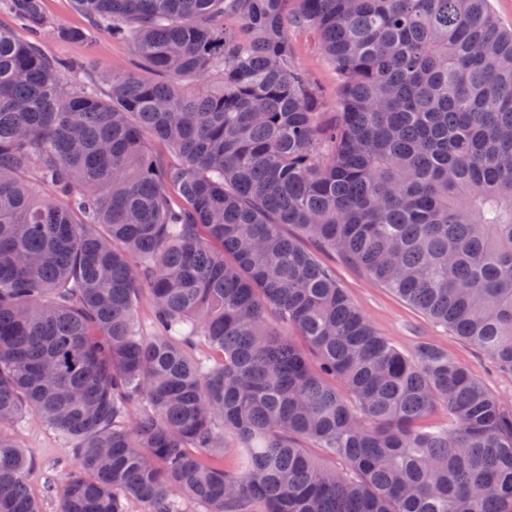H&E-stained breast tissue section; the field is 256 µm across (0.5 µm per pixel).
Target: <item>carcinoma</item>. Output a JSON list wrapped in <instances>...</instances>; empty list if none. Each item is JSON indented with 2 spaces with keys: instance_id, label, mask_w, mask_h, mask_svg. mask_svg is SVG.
Listing matches in <instances>:
<instances>
[{
  "instance_id": "1",
  "label": "carcinoma",
  "mask_w": 512,
  "mask_h": 512,
  "mask_svg": "<svg viewBox=\"0 0 512 512\" xmlns=\"http://www.w3.org/2000/svg\"><path fill=\"white\" fill-rule=\"evenodd\" d=\"M43 2L0 0L23 30L0 27V428L75 442L58 512H512V408L448 352L396 349L321 260L512 375L490 0H75L137 60L78 88L41 42L88 30ZM28 465L0 431V512H41ZM288 34L293 43L298 64L322 90L329 107L328 112H334L339 99L336 73L322 54L317 37L310 31L297 29H289Z\"/></svg>"
}]
</instances>
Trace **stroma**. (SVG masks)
I'll list each match as a JSON object with an SVG mask.
<instances>
[{"instance_id":"35a3bbf8","label":"stroma","mask_w":512,"mask_h":512,"mask_svg":"<svg viewBox=\"0 0 512 512\" xmlns=\"http://www.w3.org/2000/svg\"><path fill=\"white\" fill-rule=\"evenodd\" d=\"M289 37L300 67L318 84L328 106H335L339 99L336 73L324 57L317 37L297 29L290 30ZM43 50L47 55L68 59L76 65L72 81L77 85L88 80L91 70L119 73L131 69L134 60L131 46L113 41L103 29L92 30L88 39L80 43L48 34L43 39ZM336 280L375 330L397 349L410 354L419 345L428 343L448 351L504 403L512 405V376L495 371L489 359L472 346L451 336L388 289L347 265L337 264ZM10 432L31 455L25 473L31 495L43 512H58L66 479L75 470L72 442L32 415L11 427Z\"/></svg>"}]
</instances>
